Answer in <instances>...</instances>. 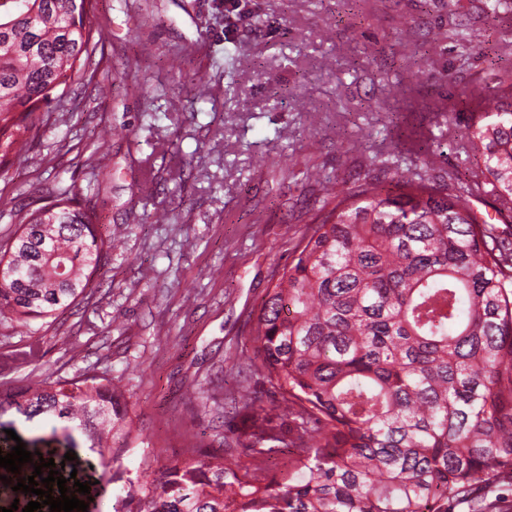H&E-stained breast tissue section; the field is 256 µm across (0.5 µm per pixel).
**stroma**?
Masks as SVG:
<instances>
[{"label": "stroma", "instance_id": "1", "mask_svg": "<svg viewBox=\"0 0 512 512\" xmlns=\"http://www.w3.org/2000/svg\"><path fill=\"white\" fill-rule=\"evenodd\" d=\"M234 26L224 22V0H160L161 18L145 27L136 0H97L95 23L107 26L105 67L109 92L89 95L79 110L70 150L47 160L35 149L26 162L0 172V197L27 202L33 180L51 182L67 170L104 225L125 224L124 253L111 255L84 302L42 325L45 354L25 363L26 327L0 323V386L31 372L70 377L91 370L118 382L135 421L131 450L102 459L79 431L46 415L0 409V448L23 442L27 451L52 454L66 470L91 482L87 512H113L125 479L146 475L155 461L184 457L195 446L221 453L200 406L199 392L216 399L236 395L232 369L253 355L248 315L271 286L274 268L287 265L319 196L304 179L316 168L355 181L367 158L347 143L363 138L389 150L411 128H423L441 164L461 172L477 168L475 151L459 130L472 105L462 97L477 80L512 70V10L485 17V0H239ZM473 30L468 66L449 38L457 23ZM252 47L224 79L215 102L195 100L172 67V54L196 48L188 69L208 72L210 54L238 41ZM140 78L164 80L155 100L158 126L181 135L183 153L209 160L206 174L184 171L172 198V152L153 151L139 132L144 103L125 80V63ZM264 73L257 83L256 73ZM407 84L414 96L438 99L436 113L391 104L397 125L383 115L378 75ZM106 136L112 170L99 190L88 189L83 163ZM151 159L152 191L137 194L141 160ZM175 203L179 224L142 222L143 213ZM76 458L65 461V453Z\"/></svg>", "mask_w": 512, "mask_h": 512}]
</instances>
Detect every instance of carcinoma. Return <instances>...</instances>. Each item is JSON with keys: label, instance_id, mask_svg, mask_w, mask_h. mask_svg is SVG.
Wrapping results in <instances>:
<instances>
[{"label": "carcinoma", "instance_id": "carcinoma-1", "mask_svg": "<svg viewBox=\"0 0 512 512\" xmlns=\"http://www.w3.org/2000/svg\"><path fill=\"white\" fill-rule=\"evenodd\" d=\"M97 0H0V167L44 144L40 106L73 130V93L93 86L105 30ZM245 41L212 58L214 74H189L196 95L221 90L224 71L247 54ZM149 104L163 82L139 83ZM474 105L461 137L480 174L441 171L420 133L408 160L376 154L352 183L308 170L321 205L288 265L254 311L250 336L260 364L238 365L235 404L247 427L224 453L167 462L150 482L128 480L115 512H448L512 484V236L481 221L471 199L487 196L512 215V74L493 90L464 91ZM87 188L110 170L92 144ZM80 189L58 175L28 193L24 215L0 232V320L57 319L87 295L111 253L112 233L78 204ZM151 224H177L165 205ZM260 379L297 421L290 441L273 434L251 382ZM47 414L118 460L133 419L112 380L30 374L0 387V408ZM273 435L276 446H265ZM255 461L239 474L227 454ZM286 468L282 479L271 467Z\"/></svg>", "mask_w": 512, "mask_h": 512}]
</instances>
